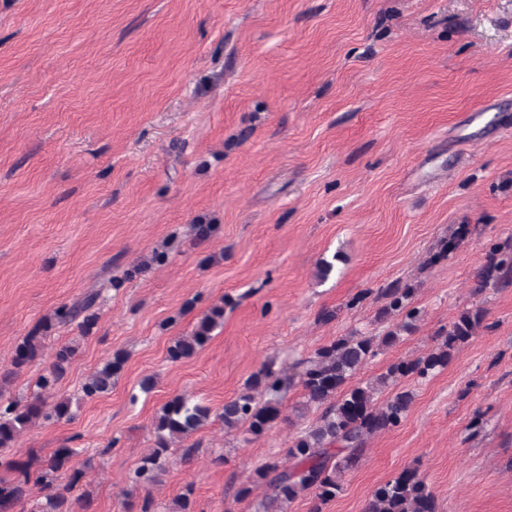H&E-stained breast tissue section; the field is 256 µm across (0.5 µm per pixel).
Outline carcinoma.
<instances>
[{
	"instance_id": "carcinoma-1",
	"label": "carcinoma",
	"mask_w": 512,
	"mask_h": 512,
	"mask_svg": "<svg viewBox=\"0 0 512 512\" xmlns=\"http://www.w3.org/2000/svg\"><path fill=\"white\" fill-rule=\"evenodd\" d=\"M467 234L468 225H459L442 242L433 259L438 261L447 255ZM492 282H512L511 247L492 246L488 263L478 275L477 287L485 288ZM413 294L410 287L381 290L384 304L379 316L403 317L381 340L373 336H341L301 361L299 384L304 407L319 409L321 413L314 424L294 436L288 448V462L272 458L257 466L239 488L237 499L245 500L254 489L264 486L263 512H289L299 497L308 494L313 502L310 512H322V506L341 489L344 472L358 462L367 438L401 424L413 401L412 392L400 390L382 402L379 396L405 377L425 379L447 368L454 352L475 336L483 321L481 310H463L448 328L440 329L437 344L428 354L394 362L372 380L359 379L361 370L382 348L394 344L401 333L413 327L419 316V310L412 306ZM94 301L91 296L78 307L62 305L39 323L18 344L12 360L13 372L42 356L45 335L57 324L80 317L79 328L89 333L98 319L97 314L89 312ZM223 324L224 306L211 307L190 333L174 340L168 349L169 357L174 361L192 357ZM75 354L73 345H60L53 361L38 375L32 400L0 404V451L13 447L18 435L38 422H58L73 416L71 399H58L49 405L42 393L55 388ZM124 363V354L116 353L89 376L82 387L83 394L91 398L112 390ZM293 385L294 377L277 367L276 360L268 359L249 376L242 392L224 404L218 418L228 430L243 426L250 435L259 437L280 420L282 394ZM210 416L211 409L190 396L177 395L164 403L153 421V448L133 471L132 486L145 489L154 484L171 449L204 426ZM74 453L73 448H58L36 470L26 462H10L17 476L0 481V512H18L17 506L28 497L32 484L47 491L45 504L38 512H75L66 496L78 480L77 473L69 472ZM365 512H436V502L417 471L406 469L374 490Z\"/></svg>"
}]
</instances>
